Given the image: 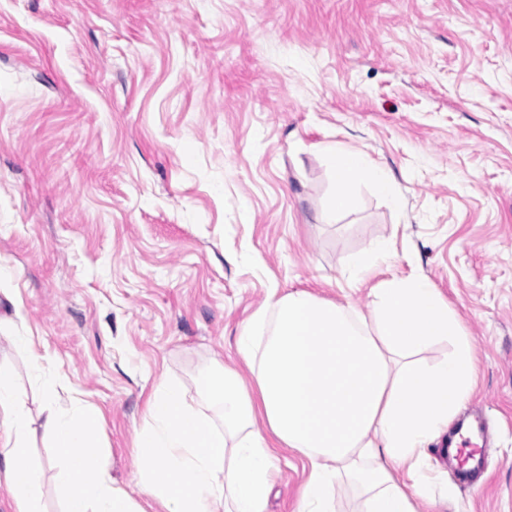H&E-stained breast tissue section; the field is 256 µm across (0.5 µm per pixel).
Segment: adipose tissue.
Masks as SVG:
<instances>
[{
  "label": "adipose tissue",
  "mask_w": 512,
  "mask_h": 512,
  "mask_svg": "<svg viewBox=\"0 0 512 512\" xmlns=\"http://www.w3.org/2000/svg\"><path fill=\"white\" fill-rule=\"evenodd\" d=\"M336 175L329 213L348 209L367 181L393 208L403 202L391 173L369 155L325 148ZM372 313L305 289L270 297L244 326L238 352L251 383L223 365L195 376L219 420L189 407L182 386L161 380L138 440L140 480L157 512H266L275 486L270 439L304 455L310 472L297 512H334L337 479L356 484L362 512H417L424 444L448 428L472 390L475 362L461 322L425 277L384 281ZM437 340L452 350L434 365L419 356ZM263 414L267 429L253 427ZM99 411L73 401L42 424L62 470L63 512H141L101 466ZM30 417L0 363V484L15 512H44L43 469L32 457Z\"/></svg>",
  "instance_id": "obj_1"
}]
</instances>
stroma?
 Here are the masks:
<instances>
[{
	"label": "stroma",
	"mask_w": 512,
	"mask_h": 512,
	"mask_svg": "<svg viewBox=\"0 0 512 512\" xmlns=\"http://www.w3.org/2000/svg\"><path fill=\"white\" fill-rule=\"evenodd\" d=\"M328 143L388 167L403 209L361 182L325 221ZM380 239L387 263L351 281ZM412 274L470 338L459 413L486 427L476 492L427 444L420 512H512V0H0V362L38 428L45 512L63 502L39 428L68 394L149 512L136 444L160 379L203 408L196 369L248 375L237 336L270 294L367 315ZM275 454L267 512H296L309 463Z\"/></svg>",
	"instance_id": "stroma-1"
}]
</instances>
